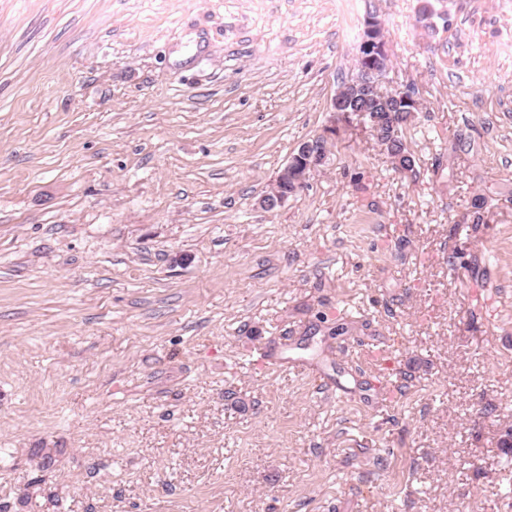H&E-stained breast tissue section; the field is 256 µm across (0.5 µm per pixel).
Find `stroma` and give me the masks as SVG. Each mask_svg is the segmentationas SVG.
Here are the masks:
<instances>
[{
	"label": "stroma",
	"mask_w": 512,
	"mask_h": 512,
	"mask_svg": "<svg viewBox=\"0 0 512 512\" xmlns=\"http://www.w3.org/2000/svg\"><path fill=\"white\" fill-rule=\"evenodd\" d=\"M440 8L0 0L5 512H512V0ZM371 12L414 170L261 208Z\"/></svg>",
	"instance_id": "obj_1"
}]
</instances>
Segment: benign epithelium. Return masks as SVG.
<instances>
[{"label":"benign epithelium","mask_w":512,"mask_h":512,"mask_svg":"<svg viewBox=\"0 0 512 512\" xmlns=\"http://www.w3.org/2000/svg\"><path fill=\"white\" fill-rule=\"evenodd\" d=\"M381 19L377 14L366 15L360 48L366 52L369 66L349 76L347 87L337 89L328 105L327 125L313 141L302 142L271 183L269 191L259 200L260 207L272 211L283 206L288 199L296 196L308 184L313 171L327 164L329 148L321 147L336 136V124L346 120L349 113L356 111L353 103L358 99L372 100L385 107L394 108L400 102L415 104V99L406 96L404 90L387 89L392 60L387 42L378 39L377 29Z\"/></svg>","instance_id":"7a95c632"}]
</instances>
